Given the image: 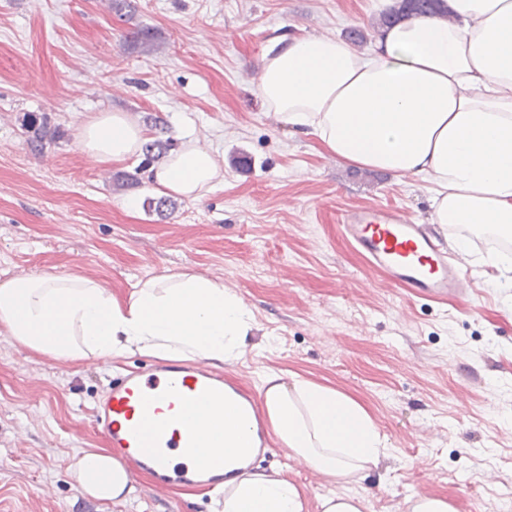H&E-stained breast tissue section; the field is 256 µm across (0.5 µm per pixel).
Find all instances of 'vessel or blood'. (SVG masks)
<instances>
[{
	"instance_id": "obj_1",
	"label": "vessel or blood",
	"mask_w": 512,
	"mask_h": 512,
	"mask_svg": "<svg viewBox=\"0 0 512 512\" xmlns=\"http://www.w3.org/2000/svg\"><path fill=\"white\" fill-rule=\"evenodd\" d=\"M347 239L388 284L435 299L468 298L471 278L454 264L441 237L401 207L348 210L338 219ZM226 380L221 367L154 363L118 372L91 411L117 456L147 472L157 492L212 489L223 469L194 464L196 448L213 444L212 424L224 421Z\"/></svg>"
}]
</instances>
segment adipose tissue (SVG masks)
<instances>
[{
    "label": "adipose tissue",
    "mask_w": 512,
    "mask_h": 512,
    "mask_svg": "<svg viewBox=\"0 0 512 512\" xmlns=\"http://www.w3.org/2000/svg\"><path fill=\"white\" fill-rule=\"evenodd\" d=\"M451 20L412 14L382 29L369 52L340 37L303 36L266 54L258 93L290 127L309 129L344 161L421 177L430 221L512 239V0H442ZM143 130L102 112L79 131L81 149L106 163L137 153ZM221 177L209 150L185 142L155 170L158 190L202 198ZM253 321L245 302L204 276L180 272L138 283L118 301L83 277L26 276L0 282V326L21 347L63 361L109 359L131 350L161 359L235 361ZM256 414L224 405L222 512H309L290 481L247 472L267 430L322 473V512H364L363 498L335 483L375 468L387 442L356 401L325 387L264 375ZM98 501L130 493L127 466L87 448L69 467Z\"/></svg>",
    "instance_id": "ef3b65f1"
}]
</instances>
